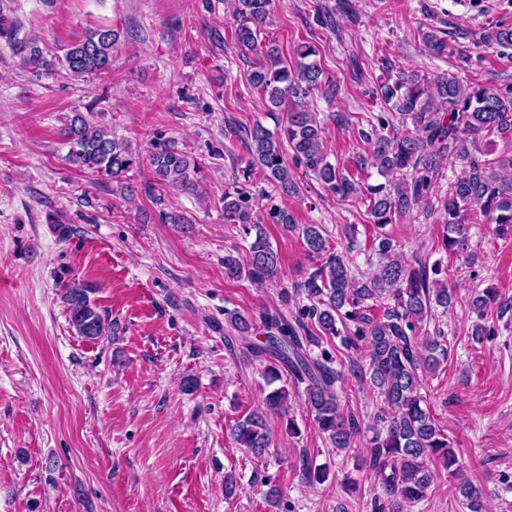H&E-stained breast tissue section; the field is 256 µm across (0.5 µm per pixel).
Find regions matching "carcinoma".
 <instances>
[{"mask_svg":"<svg viewBox=\"0 0 512 512\" xmlns=\"http://www.w3.org/2000/svg\"><path fill=\"white\" fill-rule=\"evenodd\" d=\"M273 4L274 0H234V42L242 53L255 57L248 82L259 99L269 104L268 111L287 110L286 121L275 133L258 123L239 131L250 157L244 173L250 175L257 168L279 196L298 194L300 186L283 148L286 144L296 166L330 193L364 200L370 223L379 229L422 202L428 210L442 212L441 249L456 256L469 247L470 215L476 213L504 231L512 228V86L502 89L455 76L429 79L381 59L383 77L375 94L390 110V117L377 115L369 122L371 132L362 133L369 149L356 156L351 172L330 162L324 122L309 109L311 94L330 84L315 59V47L297 44L289 61L275 43L260 39ZM421 39L432 56L454 53V47L431 26L421 32ZM120 40L118 29L97 25L88 28L62 57L49 58L38 41L0 14V42L9 47L19 67L37 80L59 69L82 80L105 73L112 69V53ZM480 45L512 49V24L488 26ZM92 115L91 110L74 112L60 131L71 166L97 176L101 183H116L132 203L141 194L161 204L157 192L165 188L198 193L200 164L169 141L154 144L148 157L154 181L141 188L126 183V174L141 163V155L128 141L98 125ZM492 136L502 139L509 151L491 159L484 140ZM451 159L461 161L464 170L448 184L447 192L438 195L434 180ZM367 168L376 169L385 181L363 183L359 173ZM223 203L224 223L239 224L245 234H255L246 256L224 255L225 274H245L256 284L276 278L280 257L254 216L249 194L237 187L226 189ZM270 217L287 230L301 229L308 252L321 260L296 286L315 299L303 317L317 324L324 335L342 338L346 348L366 349L367 364L358 366L356 378L377 393L382 406L377 414L381 428L371 439L363 464L381 490L374 499L377 512H407L408 506L427 497L433 485L431 462H440L451 476L459 469L448 436L421 394L423 375L436 372L450 355L444 334L438 330L431 335L426 325L435 308L446 312L455 307L456 289L438 279L443 272L441 262L430 266L410 263L399 244L385 233L377 234L371 244L377 257L374 271L358 278L343 253L329 251L320 225L299 226L294 215L280 207ZM61 288L68 323L76 335L93 341L112 333V325L91 299V284L71 280ZM497 302L496 289L484 288L471 296L469 312L481 320ZM227 322L243 339L254 335L253 323L236 312L227 313ZM260 322L265 341L253 342L249 348L257 358H272L265 366L267 384L280 380L278 367H286L292 384L304 386L319 430L334 447L349 448L359 422L341 407L337 385L343 372L332 367L327 354L310 355L309 347L319 337L305 322L291 323L276 311H265ZM264 404L270 412H288V388L269 391ZM232 434L240 447L256 457L271 445L266 420L257 412L237 421ZM455 490L464 512H486L490 493L484 486L463 480Z\"/></svg>","mask_w":512,"mask_h":512,"instance_id":"carcinoma-1","label":"carcinoma"}]
</instances>
